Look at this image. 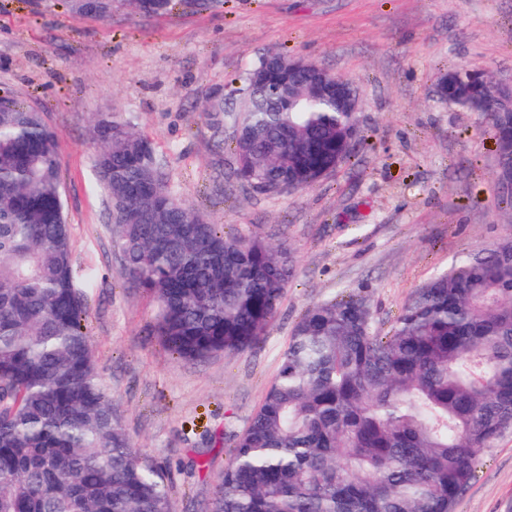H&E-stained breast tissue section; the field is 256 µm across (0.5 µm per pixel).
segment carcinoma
Here are the masks:
<instances>
[{"label": "carcinoma", "mask_w": 512, "mask_h": 512, "mask_svg": "<svg viewBox=\"0 0 512 512\" xmlns=\"http://www.w3.org/2000/svg\"><path fill=\"white\" fill-rule=\"evenodd\" d=\"M177 0H125L162 16ZM448 99L491 127L496 178L512 172V129L494 83L478 95L456 67ZM313 72L281 79L259 57L217 129L237 126L238 177L257 192L301 191L362 142L357 116L316 92ZM91 135L107 187L121 276L157 303L178 357L244 351L274 320L294 255L227 236L169 187L165 163L129 113ZM55 136L42 115L0 98V512H169L168 478L112 410L82 324ZM512 428V238L476 250L416 289L390 330L371 296L311 305L220 476L211 512H452L480 455Z\"/></svg>", "instance_id": "carcinoma-1"}]
</instances>
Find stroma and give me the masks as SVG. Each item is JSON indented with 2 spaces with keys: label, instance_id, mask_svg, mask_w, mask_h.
Here are the masks:
<instances>
[{
  "label": "stroma",
  "instance_id": "stroma-1",
  "mask_svg": "<svg viewBox=\"0 0 512 512\" xmlns=\"http://www.w3.org/2000/svg\"><path fill=\"white\" fill-rule=\"evenodd\" d=\"M279 52L350 79L361 148L313 188L268 196L234 175V129L216 143L201 112ZM465 65L512 83V0H213L144 18L114 0L103 21L70 0H0V96L55 135L73 271L100 382L141 454L170 477L171 512H209L234 437L260 406L294 324L313 303L368 290L379 329L459 256L512 236L485 120L442 101ZM131 114L171 189L230 235L283 242L295 275L245 352L173 355L156 305L128 287L88 128ZM454 512H512V430L487 449Z\"/></svg>",
  "mask_w": 512,
  "mask_h": 512
}]
</instances>
